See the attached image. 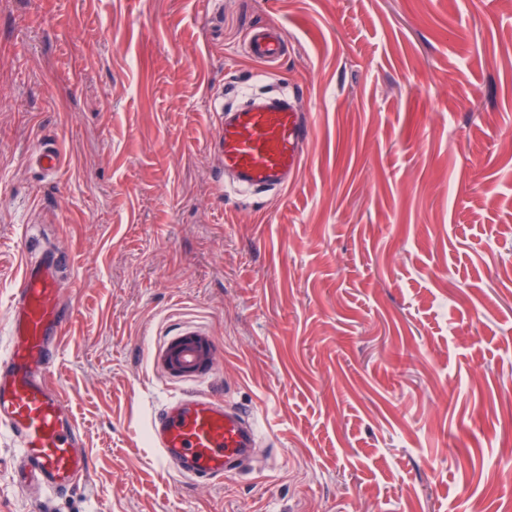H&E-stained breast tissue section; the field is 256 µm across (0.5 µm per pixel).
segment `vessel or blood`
Segmentation results:
<instances>
[{
	"mask_svg": "<svg viewBox=\"0 0 512 512\" xmlns=\"http://www.w3.org/2000/svg\"><path fill=\"white\" fill-rule=\"evenodd\" d=\"M286 41L279 26L252 30L245 56L277 65ZM217 143L229 186L250 194L287 190L300 169L312 125L284 95L261 97L220 116ZM61 254L25 243L21 277L8 312L0 353V434L14 446L25 474L50 491L77 487L86 456L74 446L81 432L61 390L46 376L72 317L57 284ZM151 448L164 466L185 479L223 480L252 458L261 433L252 415L229 398L202 391L166 399L147 422Z\"/></svg>",
	"mask_w": 512,
	"mask_h": 512,
	"instance_id": "b4317fda",
	"label": "vessel or blood"
}]
</instances>
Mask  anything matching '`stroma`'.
Wrapping results in <instances>:
<instances>
[{"label": "stroma", "instance_id": "obj_1", "mask_svg": "<svg viewBox=\"0 0 512 512\" xmlns=\"http://www.w3.org/2000/svg\"><path fill=\"white\" fill-rule=\"evenodd\" d=\"M254 88L315 119L277 196L215 147ZM29 234L68 258L50 377L88 476L21 488L2 441L0 512H507L512 0H0V346ZM187 333L211 361L176 377ZM191 391L254 412L250 468H164L146 416ZM282 29L269 25L252 30L244 44V55L268 68H274L285 51ZM160 361L170 374L189 376L210 362L207 339L197 334L181 336L165 347Z\"/></svg>", "mask_w": 512, "mask_h": 512}]
</instances>
